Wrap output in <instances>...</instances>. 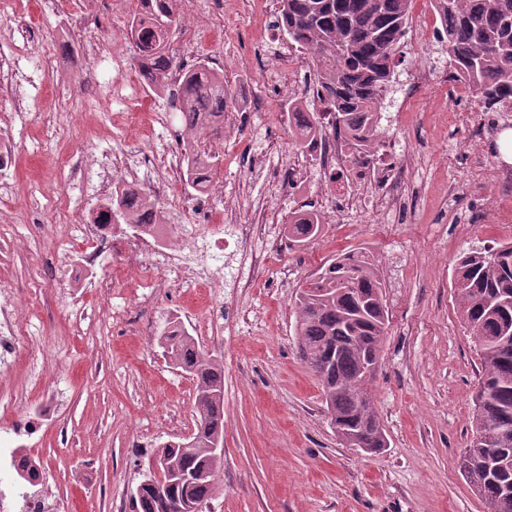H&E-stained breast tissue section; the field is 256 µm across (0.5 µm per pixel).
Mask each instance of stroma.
<instances>
[{
    "mask_svg": "<svg viewBox=\"0 0 512 512\" xmlns=\"http://www.w3.org/2000/svg\"><path fill=\"white\" fill-rule=\"evenodd\" d=\"M14 3V11H0V55L36 83L0 93V114L24 111L11 129L13 194L0 198V286L12 290L26 337L24 362L0 375V448L30 450L55 512H129L149 458L191 433L193 383L158 342L171 321L224 365L222 488L206 512H484L458 466L472 437L481 365L453 277L463 250L512 242V182L492 188L464 178L506 133L476 143L449 123L468 102L448 97V51L432 34L431 0L410 6L398 84L380 122L397 159L392 190L401 209L386 220L368 210L356 221L341 201L322 211L319 167L294 145L288 106L301 93L289 83L309 66L274 31L276 0H230L220 26L206 29L198 23L211 0H177L171 47L179 62L208 63L240 100L223 139L209 144L222 160L212 209L240 224L263 213L279 230L302 206L321 211L325 229L306 245L275 251L253 239L267 269L246 291L183 282L158 289L146 311L139 298L158 276L148 255L132 262L116 247L71 279L83 245L71 227L90 208L63 168L67 160L107 165L119 140L160 177L165 149L181 146L184 122L169 94L134 79L127 25L137 0H97L100 54L67 48L51 60L41 32L62 27V9L54 0ZM419 77L427 88L405 100ZM116 87L165 113V123L129 122L112 101ZM292 160L304 190L288 180ZM352 249L378 263L389 310L372 386L386 444L370 454L338 438L294 336L298 284ZM46 399L49 415L39 408ZM24 414L35 424L16 432Z\"/></svg>",
    "mask_w": 512,
    "mask_h": 512,
    "instance_id": "1",
    "label": "stroma"
}]
</instances>
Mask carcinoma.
<instances>
[{
	"mask_svg": "<svg viewBox=\"0 0 512 512\" xmlns=\"http://www.w3.org/2000/svg\"><path fill=\"white\" fill-rule=\"evenodd\" d=\"M175 0H138L130 36L157 38L151 49L136 48L146 84L172 93L193 139L182 152L187 181L200 189L219 165L207 141L224 136V112L236 106L224 75L199 62L182 68L170 50L178 26ZM274 27L317 66L316 97L333 115L335 135L355 156L371 147L385 101L394 92L395 67L409 22L411 0H279ZM440 22L438 40L448 44V69L461 73L484 104L497 110L512 93V0H433ZM303 117L292 128L303 148L322 134L320 113L296 103ZM115 184L112 210L126 224L146 231L140 209L152 206ZM321 215L298 209L288 214L284 232L303 245L323 232ZM455 302L481 360L474 397L473 439L460 456V470L482 500L485 512H512V243L470 248L454 268ZM295 335L300 359L321 383L336 433L354 439L366 452L383 447L385 434L371 388L387 334L385 283L363 251H350L320 267L299 285ZM160 343L173 364L195 384V429L188 437L156 450L163 479L139 484L132 512H178L203 505L219 491L224 463L212 446L224 442V367L200 349L194 337L171 322ZM16 471L39 484V466L23 455Z\"/></svg>",
	"mask_w": 512,
	"mask_h": 512,
	"instance_id": "obj_1",
	"label": "carcinoma"
}]
</instances>
